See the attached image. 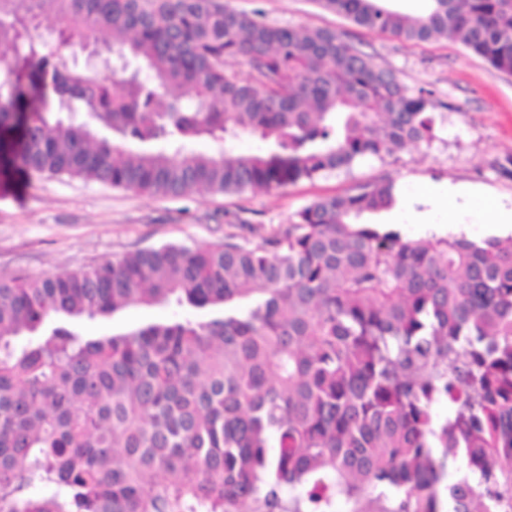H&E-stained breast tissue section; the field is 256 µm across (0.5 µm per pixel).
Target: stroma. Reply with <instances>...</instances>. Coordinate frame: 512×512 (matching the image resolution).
<instances>
[{
	"label": "stroma",
	"mask_w": 512,
	"mask_h": 512,
	"mask_svg": "<svg viewBox=\"0 0 512 512\" xmlns=\"http://www.w3.org/2000/svg\"><path fill=\"white\" fill-rule=\"evenodd\" d=\"M226 2L240 11L263 10L280 25L336 31L410 90L431 91L434 140L273 191L161 197L66 176L0 181V279L90 268L168 243L208 247L228 239L256 241L294 221L314 201L373 180L396 184L402 201L381 219L400 225L413 240L423 239V227L452 222L465 225L474 239L491 234L488 215L476 209L449 215L431 195L434 187L458 185L512 211V170L506 168L512 160V75L497 71L460 42L416 43L370 32L323 9L317 0ZM196 316V311L172 305L136 306L111 318L81 320L78 330L101 336Z\"/></svg>",
	"instance_id": "35a3bbf8"
}]
</instances>
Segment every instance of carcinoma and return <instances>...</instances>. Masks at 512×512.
<instances>
[{
  "mask_svg": "<svg viewBox=\"0 0 512 512\" xmlns=\"http://www.w3.org/2000/svg\"><path fill=\"white\" fill-rule=\"evenodd\" d=\"M320 2L512 74V0ZM0 54L6 176L272 191L434 138L424 90L224 0H0ZM398 204L371 181L250 246L1 279L0 512H512V236L412 240ZM156 304L212 315L76 330Z\"/></svg>",
  "mask_w": 512,
  "mask_h": 512,
  "instance_id": "carcinoma-1",
  "label": "carcinoma"
}]
</instances>
